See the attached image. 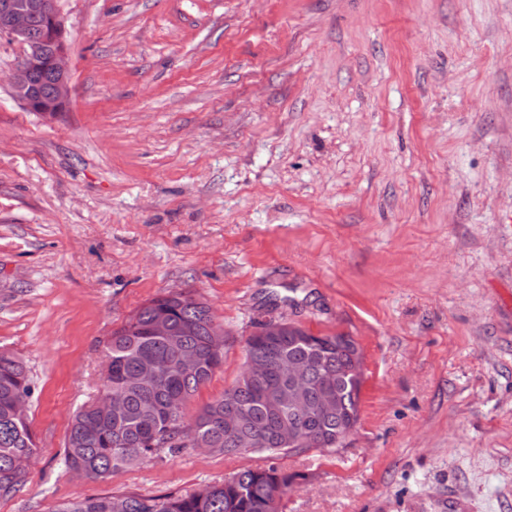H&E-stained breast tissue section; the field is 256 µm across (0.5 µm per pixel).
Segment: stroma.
<instances>
[{"mask_svg":"<svg viewBox=\"0 0 512 512\" xmlns=\"http://www.w3.org/2000/svg\"><path fill=\"white\" fill-rule=\"evenodd\" d=\"M71 100L13 96L0 36V348L39 454L0 512L301 473L284 512H512V0H60ZM189 291L233 385L274 314L364 356L342 448H196L80 480L113 331Z\"/></svg>","mask_w":512,"mask_h":512,"instance_id":"35a3bbf8","label":"stroma"}]
</instances>
